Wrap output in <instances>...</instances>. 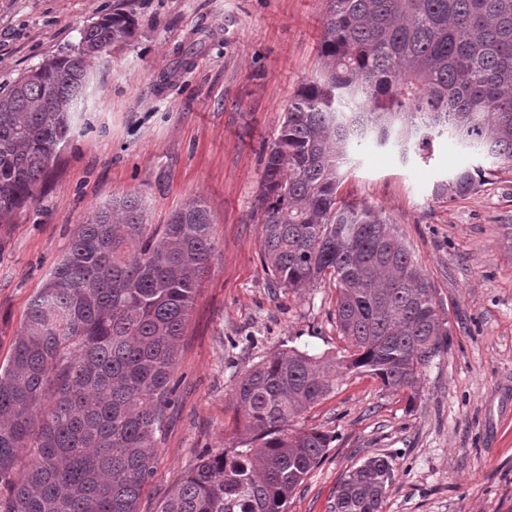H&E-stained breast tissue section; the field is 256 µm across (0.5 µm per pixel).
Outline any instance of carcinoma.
I'll return each mask as SVG.
<instances>
[{"mask_svg": "<svg viewBox=\"0 0 512 512\" xmlns=\"http://www.w3.org/2000/svg\"><path fill=\"white\" fill-rule=\"evenodd\" d=\"M136 30L116 9L72 53L0 89V218L34 198L68 138L89 60ZM318 56L319 75L298 88L265 154L256 217L273 281L336 282L347 354L290 348L250 370L235 390L246 448L202 459L160 512H288L330 443L288 422L345 373L415 395L424 366L447 350L433 288L383 211L337 197L350 143L372 139L406 158L445 135L512 169V0H328ZM484 174L460 169L435 195L465 197ZM214 252L199 198L165 224L147 223L135 194L93 210L0 365V512H137L174 401L177 345ZM25 448L36 452L19 472ZM392 472L382 456L350 470L334 512H380Z\"/></svg>", "mask_w": 512, "mask_h": 512, "instance_id": "1", "label": "carcinoma"}]
</instances>
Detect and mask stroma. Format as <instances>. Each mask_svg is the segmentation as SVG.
Here are the masks:
<instances>
[{"label": "stroma", "instance_id": "35a3bbf8", "mask_svg": "<svg viewBox=\"0 0 512 512\" xmlns=\"http://www.w3.org/2000/svg\"><path fill=\"white\" fill-rule=\"evenodd\" d=\"M326 0H0V87L77 46L120 8L135 37L91 59L73 129L36 192L0 222V364L30 301L90 212L134 193L148 221L201 198L215 257L177 349L179 386L138 512H159L203 456L239 449L234 390L246 372L294 347L341 354L332 279L294 291L261 261L253 207L265 152L298 87L321 68ZM491 158L447 138L401 159L366 142L349 154L338 195L383 208L448 321L447 352L417 397L365 373L289 421L331 443L288 512H332L343 477L373 456L393 476L381 512H512V173L472 194L434 195L456 170Z\"/></svg>", "mask_w": 512, "mask_h": 512}]
</instances>
